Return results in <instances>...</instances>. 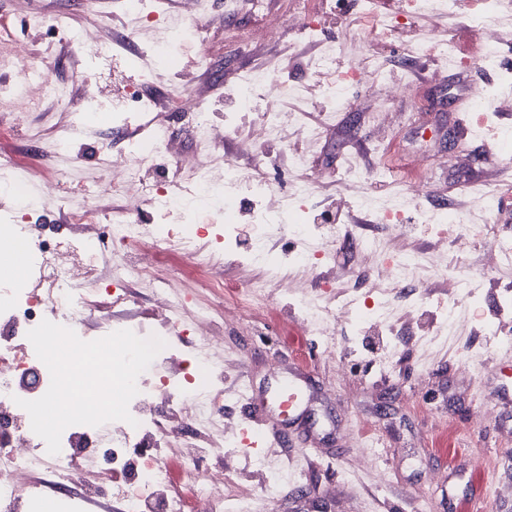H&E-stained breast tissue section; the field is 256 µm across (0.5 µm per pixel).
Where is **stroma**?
<instances>
[{"label": "stroma", "mask_w": 512, "mask_h": 512, "mask_svg": "<svg viewBox=\"0 0 512 512\" xmlns=\"http://www.w3.org/2000/svg\"><path fill=\"white\" fill-rule=\"evenodd\" d=\"M269 2L280 14L317 20L316 41L301 40L288 26L270 34L264 18L247 12L239 0H205L206 32L170 48L180 60L178 72H171L167 58L151 62L156 113L163 121H169L166 94L172 82L209 97L211 117L220 122L235 109L233 90L241 74L260 65L278 70L297 91L286 99V107L304 111L306 123L316 131L314 139L292 137L287 153L278 143L260 141L251 154H240L239 145L255 119L249 113L220 150L244 168L258 161L272 164L282 193L293 179L291 151L307 153L318 178L303 202L315 225L314 241L319 244L330 236L336 241L332 261L281 276L270 316L254 321L232 308L224 310L220 353L229 423L224 453L233 459L224 480L249 499L252 512H512V309L498 307L504 289L512 287V270L483 275L482 241H473L461 253L438 250L435 228L414 210H404V232L393 249L421 254L428 267L412 288L394 290L391 327L358 333L344 315L331 318L327 335L321 336L308 332L296 307L303 298L361 303L360 282L369 272L362 268L354 243L366 236L389 238L385 226L360 208L358 199L366 193L375 202H386L400 193V182L387 178L346 190L340 182L350 166L369 170L384 163L397 171L411 169L413 179L424 182V204L432 210L467 206L464 192L477 182L512 190V157L475 160L486 145L512 134V112L497 114L482 128L470 108L472 67L485 50L482 34L464 20L472 0H460L451 12H414L407 24L386 34L363 30L361 0ZM62 15L72 27L95 28L104 42L129 35L131 28L124 0H0V23H8L12 31L9 40L0 42V123L12 120L10 92L19 52L30 53L54 82L67 87L68 105L45 94L26 115L21 135L0 137V158L23 165L28 189L38 201L37 218L45 234L54 237L67 235L69 212L88 206L111 219L123 209L134 214L143 210L103 188L104 156L124 145L127 130L76 122L84 97L92 91L81 78L84 52L64 41L46 46L42 31L30 24L37 17L49 26ZM431 29L454 46L456 61L416 47L418 37ZM324 50L342 68L361 54L376 55L388 74L371 83L349 84V106L331 110L308 67L309 59ZM202 52L211 59L205 71L195 66ZM408 79L416 88L411 97L396 91ZM380 103L399 114L394 128H379ZM383 137L388 152L381 156L372 146ZM60 140L69 141V149H56ZM56 170L68 174L60 206L44 193L47 176ZM326 211L331 221H324ZM446 263L458 267L461 277L475 276L476 296L461 299L465 319L457 333L446 344L429 348L421 337L450 291L447 281L434 277L430 268ZM413 291L426 299L425 307L414 313L406 306ZM485 319L498 322L501 338L483 335ZM388 345L396 347L398 363L394 375L384 378L373 373L370 361ZM292 368L309 377L313 400L307 423L317 439L306 442L297 435L268 433L261 449L268 469L253 470V453L240 443L248 405ZM243 386L249 393L241 400L237 391ZM282 471L288 479L278 486L275 500H268L267 478Z\"/></svg>", "instance_id": "obj_1"}]
</instances>
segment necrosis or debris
I'll use <instances>...</instances> for the list:
<instances>
[{"mask_svg": "<svg viewBox=\"0 0 512 512\" xmlns=\"http://www.w3.org/2000/svg\"><path fill=\"white\" fill-rule=\"evenodd\" d=\"M157 0H126L128 13L137 24L149 29L151 40L126 56L116 45L96 43L90 32L71 29L57 22L47 31L49 42L70 41L89 49L86 74L95 76L106 63H125L137 68L138 61L166 54L173 36L193 37L207 25L203 0H184L191 24L183 30L163 18ZM324 94L332 104L345 105L342 84L348 79L381 78L386 68L372 55L338 71L329 53L312 62ZM139 71L135 84L125 88L111 105L112 121L129 126L133 117L152 114L155 102L148 88L151 74ZM287 85L276 74L251 71L235 89L236 113L225 116L223 124L207 122L212 105L192 90L174 86L168 93V109L200 142L218 143L234 131L240 113L258 112L256 132L260 137L287 146L285 131L294 121L281 100ZM471 108L479 124H486L496 113L512 112V68L503 70L498 84L481 85L471 94ZM179 150L164 126L150 129L147 136L127 140L123 150L112 157L122 165L119 181L112 192L139 200L149 212L178 214L176 224L150 226L141 220L124 219L100 231L95 211L86 209L71 215L67 238H36V225L0 224V512H82L85 502L105 498L106 492L84 463L102 457L108 476L126 474L122 512H190L198 503L200 512H223L225 505L240 506V498L209 483L204 460L224 457V363L215 354L221 338L215 329L185 333L179 310L184 301L173 278L159 262L163 251L177 250L190 271L203 278L215 296H228L229 306L242 316L267 308L268 286H245L225 293L224 282L215 271L223 255L200 247L185 229L191 223V205L212 185L213 170L224 172V205L249 204L252 213L250 246L243 258L249 262L268 261L269 243L275 237L290 244L288 260L306 270L325 257V250L309 252L301 242L311 238L305 219L282 223L283 210L274 197L275 185L267 168L260 163L244 170L213 152L208 165L185 168L171 166L163 180L149 179L147 173L158 162L173 159ZM502 197L501 190L478 188L469 208L451 213H431L419 208L426 223L447 227L440 245L463 250L474 239L486 241L485 266L496 270L512 267V237L494 232L489 223ZM151 241V249L137 259L122 256L120 247ZM358 250L365 267L373 270L362 305L355 309L354 328L386 325L394 317L391 294L409 284L424 265L416 254H390L373 239L362 240ZM136 280L158 287L155 303L159 323L153 334L165 340V348L153 360V368H163L161 378L143 372L137 379L138 393L129 404L131 422L112 421L93 427L73 425L61 437V451L52 455L45 441L31 429L28 413L20 400H35L48 390L51 377L27 338L30 329L42 320L71 328L80 339L102 338L113 331L112 308L126 299V284ZM225 305V306H228ZM223 305L209 312V320L224 315ZM96 318L97 329L87 334L88 318ZM185 448L179 465H171L166 449Z\"/></svg>", "mask_w": 512, "mask_h": 512, "instance_id": "1", "label": "necrosis or debris"}]
</instances>
